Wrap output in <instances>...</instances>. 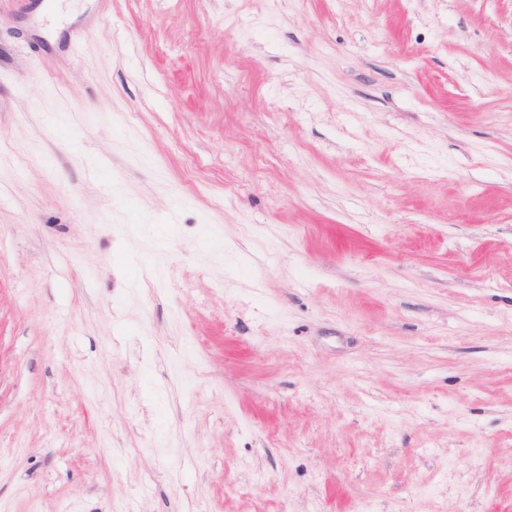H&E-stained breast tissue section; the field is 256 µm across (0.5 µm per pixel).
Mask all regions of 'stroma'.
<instances>
[{
  "instance_id": "1",
  "label": "stroma",
  "mask_w": 512,
  "mask_h": 512,
  "mask_svg": "<svg viewBox=\"0 0 512 512\" xmlns=\"http://www.w3.org/2000/svg\"><path fill=\"white\" fill-rule=\"evenodd\" d=\"M0 512H512V0H0Z\"/></svg>"
}]
</instances>
